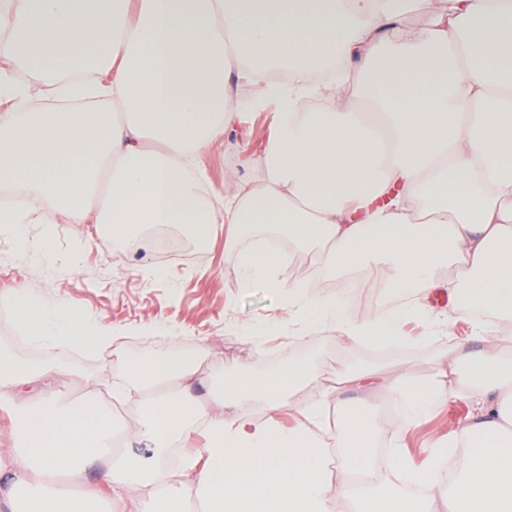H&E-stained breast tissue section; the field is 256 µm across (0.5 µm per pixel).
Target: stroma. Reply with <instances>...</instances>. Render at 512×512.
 Listing matches in <instances>:
<instances>
[{
	"label": "stroma",
	"mask_w": 512,
	"mask_h": 512,
	"mask_svg": "<svg viewBox=\"0 0 512 512\" xmlns=\"http://www.w3.org/2000/svg\"><path fill=\"white\" fill-rule=\"evenodd\" d=\"M251 86L235 90L237 114L224 142L200 162L210 186L218 194L236 195L239 179L256 176L253 162L268 147L274 105L249 107ZM236 167L238 180L224 177L227 167ZM80 227L56 224L29 225L24 242L0 235V347L28 358L43 353L26 337L6 300L22 288L46 302L65 299L77 312L93 313L97 324L122 331L123 359L88 357L69 347L56 351L54 364L64 367V381L43 382L45 394L65 393L72 404H80L89 388L119 387L127 381L128 360L158 354H191L200 358V373L219 380L244 370L276 368L288 358H311L330 373L341 368L404 365L411 380L430 381L437 372L441 354L469 335L480 321L465 314L450 329L431 334L416 321L405 325L408 344L403 348L378 349L361 343H340L333 324L313 330L306 341H298L282 328L288 306L282 294L260 285L244 286L224 253L223 240L202 248L193 264L178 258L160 262L155 257L152 235L136 247L113 240L109 229H101L86 244L76 242ZM49 243L52 258L34 259L33 252ZM314 293L325 297L347 296L359 315L371 316L379 307H393L407 297L378 287L365 274L332 275L330 287L304 276ZM472 407L465 396H451L436 404L432 412L409 428L398 419H383L379 448L401 445L415 468H424L433 447L447 441L454 427L464 421Z\"/></svg>",
	"instance_id": "stroma-1"
}]
</instances>
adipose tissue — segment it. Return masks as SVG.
<instances>
[{
  "label": "adipose tissue",
  "mask_w": 512,
  "mask_h": 512,
  "mask_svg": "<svg viewBox=\"0 0 512 512\" xmlns=\"http://www.w3.org/2000/svg\"><path fill=\"white\" fill-rule=\"evenodd\" d=\"M422 12L407 32L404 9ZM329 84L312 72L333 62ZM43 81L55 106L24 105L13 70ZM276 103L260 181L230 200L211 193L198 162L223 142L235 83ZM0 182L18 184L0 205V234L31 224H105L136 241L175 225L205 243L223 237L245 284L288 298L306 341L329 322L341 340H404V323L450 327L462 309L492 311L477 350L459 344L426 383L406 371L343 369L325 377L310 360L217 383L207 396L195 357L160 355L129 366L110 396L171 388L126 429L147 439L150 465L113 458L100 482L121 512H185L184 486L205 512H512V0H6L0 7ZM271 229L331 274L367 272L411 303L370 319L350 315L293 280L279 252L238 248ZM452 277H442L444 269ZM448 294V315L423 301ZM14 315L45 354L60 346L122 357L121 333L65 302L23 292ZM321 388L318 401L294 399ZM393 393L421 418L465 389L472 415L413 469L401 449L379 469V430L368 407L326 411L342 390ZM261 402L254 418L246 406ZM23 448L0 450L8 512H92L84 478L112 439L100 391L79 405L24 400ZM297 411L295 428L278 414ZM203 448L186 451L192 434ZM467 465L448 483L447 459Z\"/></svg>",
  "instance_id": "obj_1"
}]
</instances>
